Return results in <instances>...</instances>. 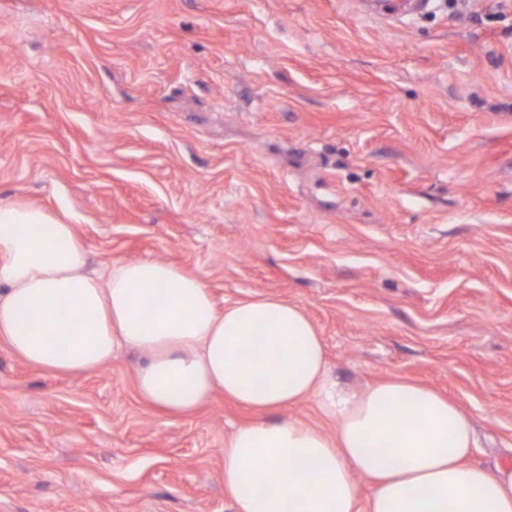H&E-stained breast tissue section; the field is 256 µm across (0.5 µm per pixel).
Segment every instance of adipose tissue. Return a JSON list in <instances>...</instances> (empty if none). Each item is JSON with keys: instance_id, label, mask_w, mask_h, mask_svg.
<instances>
[{"instance_id": "adipose-tissue-1", "label": "adipose tissue", "mask_w": 512, "mask_h": 512, "mask_svg": "<svg viewBox=\"0 0 512 512\" xmlns=\"http://www.w3.org/2000/svg\"><path fill=\"white\" fill-rule=\"evenodd\" d=\"M0 341L70 374L139 350L140 397L174 415L216 393L260 415L313 401L334 434L260 418L225 437L235 512H512V464L470 463L472 417L448 398L400 377L352 388L294 302L261 296L219 310L200 275L150 258L89 273L74 224L22 200L0 203ZM361 477L372 485L365 499Z\"/></svg>"}]
</instances>
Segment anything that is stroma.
<instances>
[{
    "label": "stroma",
    "mask_w": 512,
    "mask_h": 512,
    "mask_svg": "<svg viewBox=\"0 0 512 512\" xmlns=\"http://www.w3.org/2000/svg\"><path fill=\"white\" fill-rule=\"evenodd\" d=\"M0 0V201L72 216L88 267L174 261L274 295L332 372L399 376L512 463V0ZM124 350L69 375L0 343V512H234L235 426L173 417Z\"/></svg>",
    "instance_id": "stroma-1"
}]
</instances>
